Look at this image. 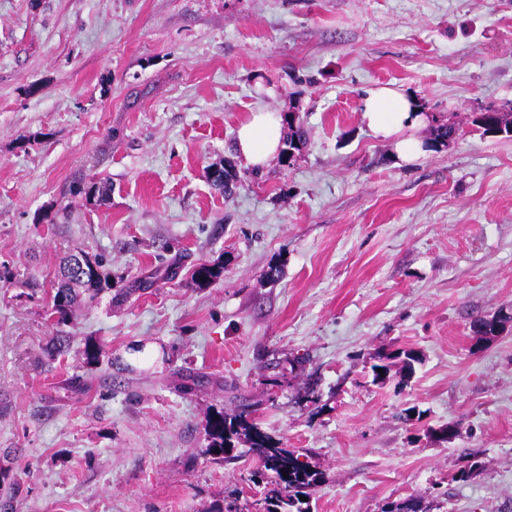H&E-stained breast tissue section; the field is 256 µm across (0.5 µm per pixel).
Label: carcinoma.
<instances>
[{"instance_id":"carcinoma-1","label":"carcinoma","mask_w":512,"mask_h":512,"mask_svg":"<svg viewBox=\"0 0 512 512\" xmlns=\"http://www.w3.org/2000/svg\"><path fill=\"white\" fill-rule=\"evenodd\" d=\"M476 123L486 134L499 131L507 134L512 119L503 112L489 110L480 113L476 117ZM288 129V148L295 149L305 136L301 119L288 120ZM109 192L108 185L95 182L81 183L76 188V194L87 199L97 197L102 200ZM94 260V272L82 279L73 275L70 263L64 264L49 312V318L54 325L74 324L76 305L80 298L93 302L102 294L112 292V275L104 269L105 259L96 255ZM223 275L224 264L220 262L201 264L192 273L194 281L200 287L211 285ZM378 359L379 363L372 366L375 382L389 379L394 363L399 365L400 376L409 379L415 372V364L420 362L419 356L412 349L380 355ZM381 369L384 370L382 374L379 373ZM258 410L259 404H246L233 413L219 411L210 422L209 444L204 454L224 459L239 444H247L245 453L253 455L257 461L256 468L250 471L249 481L254 486L263 488L259 498L243 506L232 492L224 497V504L213 512H310L307 498L323 483V471L301 462L295 450L284 447L282 443L261 432L252 418ZM303 496L306 497L304 502L301 501Z\"/></svg>"}]
</instances>
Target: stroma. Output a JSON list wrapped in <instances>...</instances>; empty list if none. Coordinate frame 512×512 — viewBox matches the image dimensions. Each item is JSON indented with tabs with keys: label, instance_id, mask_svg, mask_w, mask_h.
<instances>
[{
	"label": "stroma",
	"instance_id": "1",
	"mask_svg": "<svg viewBox=\"0 0 512 512\" xmlns=\"http://www.w3.org/2000/svg\"><path fill=\"white\" fill-rule=\"evenodd\" d=\"M393 84L457 135L411 163L362 118ZM512 0H0V468L13 512H211L253 497L205 456L220 410L324 472L311 512H512ZM299 113L291 162L248 166L253 112ZM233 164L232 194L213 170ZM111 186L103 201L76 181ZM102 296L49 358L63 257ZM224 277L200 287L202 263ZM280 268L269 280V266ZM499 319L498 334L473 331ZM102 346L88 365L86 343ZM422 359L403 388L377 354ZM199 374L195 392L178 391ZM87 382L69 391L73 378ZM314 386L317 403L304 391ZM459 422L449 440L435 431ZM482 463L464 482L470 454ZM511 117L508 118L507 114L495 110H488L482 112L476 117L475 122L483 129L484 134L494 133L498 131L501 133H510L509 124H511Z\"/></svg>",
	"mask_w": 512,
	"mask_h": 512
}]
</instances>
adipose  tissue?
Wrapping results in <instances>:
<instances>
[{"label":"adipose tissue","mask_w":512,"mask_h":512,"mask_svg":"<svg viewBox=\"0 0 512 512\" xmlns=\"http://www.w3.org/2000/svg\"><path fill=\"white\" fill-rule=\"evenodd\" d=\"M363 118L376 136L396 138L398 159L410 162L423 154V142L401 138L400 133L425 126L430 118L418 101L402 89L380 86L369 90L363 101ZM281 137V127L269 113L255 112L239 126L236 149L248 165L260 168L278 152Z\"/></svg>","instance_id":"obj_1"}]
</instances>
